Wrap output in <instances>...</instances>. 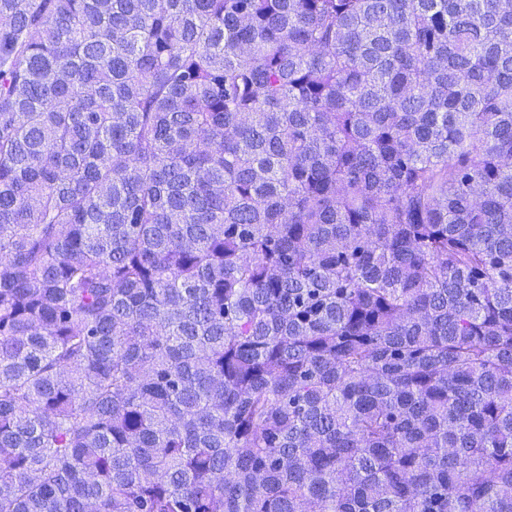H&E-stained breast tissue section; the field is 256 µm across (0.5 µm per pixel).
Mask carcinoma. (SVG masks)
Returning <instances> with one entry per match:
<instances>
[{
  "label": "carcinoma",
  "mask_w": 512,
  "mask_h": 512,
  "mask_svg": "<svg viewBox=\"0 0 512 512\" xmlns=\"http://www.w3.org/2000/svg\"><path fill=\"white\" fill-rule=\"evenodd\" d=\"M0 512H512V0H0Z\"/></svg>",
  "instance_id": "cac0c4a2"
}]
</instances>
